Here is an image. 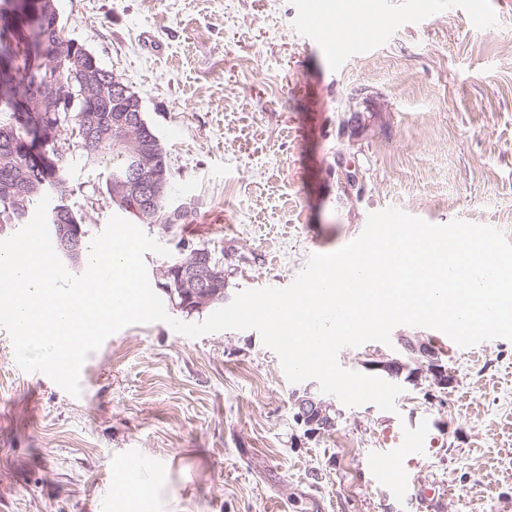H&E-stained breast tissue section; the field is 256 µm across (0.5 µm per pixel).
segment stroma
<instances>
[{"label":"stroma","mask_w":512,"mask_h":512,"mask_svg":"<svg viewBox=\"0 0 512 512\" xmlns=\"http://www.w3.org/2000/svg\"><path fill=\"white\" fill-rule=\"evenodd\" d=\"M55 4L65 35L141 97L170 203L188 208L177 239L215 254L226 298L290 285L390 207L512 240V0H488L479 25L467 0H435L422 18L365 0L381 35L334 64L306 40L296 0ZM106 176L79 157L70 170L68 203L92 237L117 213ZM391 337L338 361L360 373L401 339L430 342L452 385L421 374L395 411L345 406L334 430L311 435L258 331L191 339L129 325L90 354L74 397L20 370L0 327V512H99L135 464L156 477L161 512H512V341L462 348L406 325ZM424 420L435 439L409 483L378 482L367 462L380 430Z\"/></svg>","instance_id":"stroma-1"}]
</instances>
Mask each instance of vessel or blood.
Listing matches in <instances>:
<instances>
[{"label": "vessel or blood", "mask_w": 512, "mask_h": 512, "mask_svg": "<svg viewBox=\"0 0 512 512\" xmlns=\"http://www.w3.org/2000/svg\"><path fill=\"white\" fill-rule=\"evenodd\" d=\"M296 7L310 43L331 60L360 57L380 37L379 28L374 26L356 36L333 33L331 27L322 22L315 0H297ZM429 437L430 424L426 421L415 428L398 426L386 430L382 436V451L370 462L376 478L390 485L401 484L404 479L403 461L419 454Z\"/></svg>", "instance_id": "b4317fda"}]
</instances>
